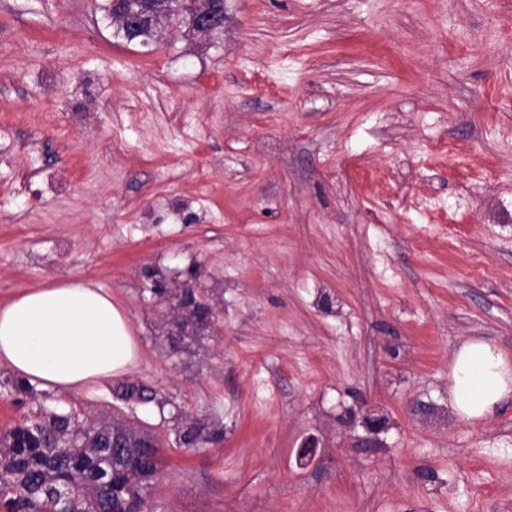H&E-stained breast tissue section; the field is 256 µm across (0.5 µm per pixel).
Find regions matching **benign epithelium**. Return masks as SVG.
<instances>
[{
	"label": "benign epithelium",
	"instance_id": "obj_1",
	"mask_svg": "<svg viewBox=\"0 0 512 512\" xmlns=\"http://www.w3.org/2000/svg\"><path fill=\"white\" fill-rule=\"evenodd\" d=\"M165 7H144L136 11L120 12L112 17L117 28L133 33L143 27L157 33L156 41L168 39L183 25L185 32L208 36L223 23L221 0H164Z\"/></svg>",
	"mask_w": 512,
	"mask_h": 512
}]
</instances>
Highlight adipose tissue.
<instances>
[{
    "label": "adipose tissue",
    "instance_id": "1",
    "mask_svg": "<svg viewBox=\"0 0 512 512\" xmlns=\"http://www.w3.org/2000/svg\"><path fill=\"white\" fill-rule=\"evenodd\" d=\"M137 357L125 313L91 284L28 289L0 308V364L37 388H87L127 373ZM450 381L459 418L483 420L512 396V359L493 342L469 340L454 354Z\"/></svg>",
    "mask_w": 512,
    "mask_h": 512
}]
</instances>
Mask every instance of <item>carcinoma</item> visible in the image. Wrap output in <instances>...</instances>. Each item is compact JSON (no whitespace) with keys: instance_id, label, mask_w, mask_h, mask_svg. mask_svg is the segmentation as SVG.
<instances>
[{"instance_id":"obj_1","label":"carcinoma","mask_w":512,"mask_h":512,"mask_svg":"<svg viewBox=\"0 0 512 512\" xmlns=\"http://www.w3.org/2000/svg\"><path fill=\"white\" fill-rule=\"evenodd\" d=\"M178 301L194 316L211 315L191 288ZM135 394L143 402L156 399L152 390L132 383L115 391L124 402ZM145 435L131 425L112 428L72 413L27 419L0 434V504L7 512H146L160 459L159 441L139 445ZM178 441L193 448L209 442L210 432L193 421Z\"/></svg>"}]
</instances>
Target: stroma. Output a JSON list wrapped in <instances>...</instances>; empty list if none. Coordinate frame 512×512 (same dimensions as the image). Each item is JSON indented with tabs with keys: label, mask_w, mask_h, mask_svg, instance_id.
I'll return each instance as SVG.
<instances>
[{
	"label": "stroma",
	"mask_w": 512,
	"mask_h": 512,
	"mask_svg": "<svg viewBox=\"0 0 512 512\" xmlns=\"http://www.w3.org/2000/svg\"><path fill=\"white\" fill-rule=\"evenodd\" d=\"M105 5L0 0V307L90 283L138 358L28 395L0 366V432L157 434L152 512H512V399L467 423L448 379L467 340L512 357V0H224L160 47ZM156 279L215 325L173 334ZM178 298L179 303L184 306L192 307L191 314L193 316H199L201 318H206L211 315V308L208 304L197 301L193 289L192 288H184L180 295H175ZM182 306L184 311L190 310L187 307ZM196 322V319H193ZM209 318L204 319L202 322H196V327L202 328L209 323ZM178 441L180 445L186 448H193L199 444L210 441V432L206 425L199 421H193L186 425L183 431L178 433Z\"/></svg>",
	"instance_id": "obj_1"
}]
</instances>
